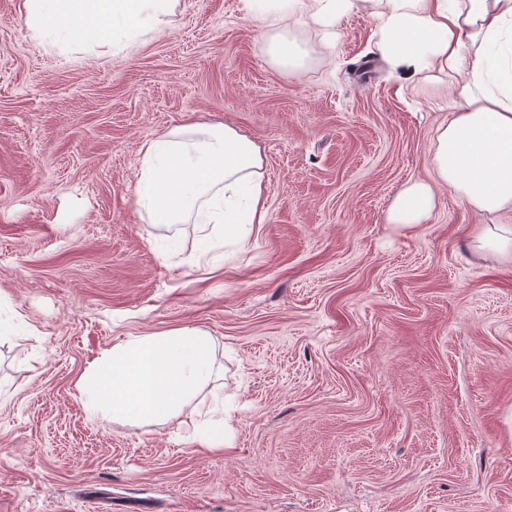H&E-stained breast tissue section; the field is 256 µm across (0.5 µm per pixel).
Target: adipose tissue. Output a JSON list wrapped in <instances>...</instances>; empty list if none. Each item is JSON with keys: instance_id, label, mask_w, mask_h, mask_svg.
Segmentation results:
<instances>
[{"instance_id": "ef3b65f1", "label": "adipose tissue", "mask_w": 512, "mask_h": 512, "mask_svg": "<svg viewBox=\"0 0 512 512\" xmlns=\"http://www.w3.org/2000/svg\"><path fill=\"white\" fill-rule=\"evenodd\" d=\"M381 54L422 80L447 76L453 114L437 130L432 166L475 211L512 210V0H372ZM177 0H24L28 29L50 46L108 50L163 30ZM303 25L331 26L353 0H286ZM257 145L224 123H190L140 151L135 204L153 224L222 227L247 238L263 223ZM437 204L432 184L401 191L389 223H425ZM211 338L195 328L137 336L113 346L82 376L88 407L139 423L181 416L220 376Z\"/></svg>"}]
</instances>
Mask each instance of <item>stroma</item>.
Masks as SVG:
<instances>
[{
	"label": "stroma",
	"mask_w": 512,
	"mask_h": 512,
	"mask_svg": "<svg viewBox=\"0 0 512 512\" xmlns=\"http://www.w3.org/2000/svg\"><path fill=\"white\" fill-rule=\"evenodd\" d=\"M336 31L179 0L127 50L61 53L0 0V512H512V263L473 249L512 211L436 185L426 223H388L434 182L455 91L390 65L369 5ZM193 121L260 150L247 240L135 206L141 147ZM182 327L223 366L196 399L220 450L79 391L112 345ZM437 200L431 184L416 181L401 191L393 201L388 223L399 226L424 224L436 208Z\"/></svg>",
	"instance_id": "stroma-1"
}]
</instances>
